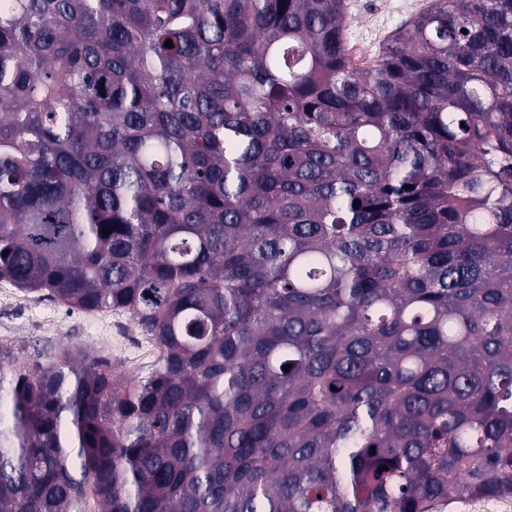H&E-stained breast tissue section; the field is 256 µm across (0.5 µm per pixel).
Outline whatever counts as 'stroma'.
<instances>
[{
  "mask_svg": "<svg viewBox=\"0 0 512 512\" xmlns=\"http://www.w3.org/2000/svg\"><path fill=\"white\" fill-rule=\"evenodd\" d=\"M384 0H347L352 57L372 60L383 44L367 20ZM0 343L25 345L28 354L48 360L62 350L96 353L110 358L120 373H145L155 363L154 345L141 336L129 317L107 311H69L62 304L17 290L0 280Z\"/></svg>",
  "mask_w": 512,
  "mask_h": 512,
  "instance_id": "stroma-1",
  "label": "stroma"
}]
</instances>
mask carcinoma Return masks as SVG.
Here are the masks:
<instances>
[{
	"instance_id": "cac0c4a2",
	"label": "carcinoma",
	"mask_w": 512,
	"mask_h": 512,
	"mask_svg": "<svg viewBox=\"0 0 512 512\" xmlns=\"http://www.w3.org/2000/svg\"><path fill=\"white\" fill-rule=\"evenodd\" d=\"M0 280L158 353L0 345V512L512 497V0L363 67L345 0H11Z\"/></svg>"
}]
</instances>
